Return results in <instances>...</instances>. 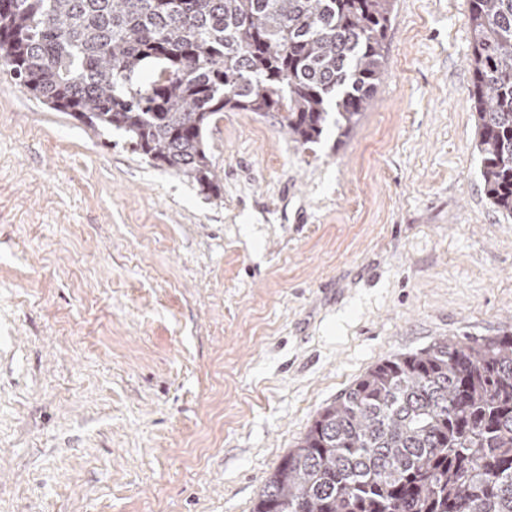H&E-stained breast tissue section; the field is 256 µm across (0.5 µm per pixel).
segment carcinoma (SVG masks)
<instances>
[{
	"mask_svg": "<svg viewBox=\"0 0 512 512\" xmlns=\"http://www.w3.org/2000/svg\"><path fill=\"white\" fill-rule=\"evenodd\" d=\"M395 0H0V67L52 109L219 196L206 132L277 112L342 136L382 81ZM484 192L512 216V0H470ZM150 68L148 83L137 74ZM253 512H512V332L370 368L281 459Z\"/></svg>",
	"mask_w": 512,
	"mask_h": 512,
	"instance_id": "cac0c4a2",
	"label": "carcinoma"
}]
</instances>
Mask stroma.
<instances>
[{"label":"stroma","instance_id":"obj_1","mask_svg":"<svg viewBox=\"0 0 512 512\" xmlns=\"http://www.w3.org/2000/svg\"><path fill=\"white\" fill-rule=\"evenodd\" d=\"M468 0H397L345 136L225 110L219 196L0 69V512H252L382 360L512 331Z\"/></svg>","mask_w":512,"mask_h":512}]
</instances>
